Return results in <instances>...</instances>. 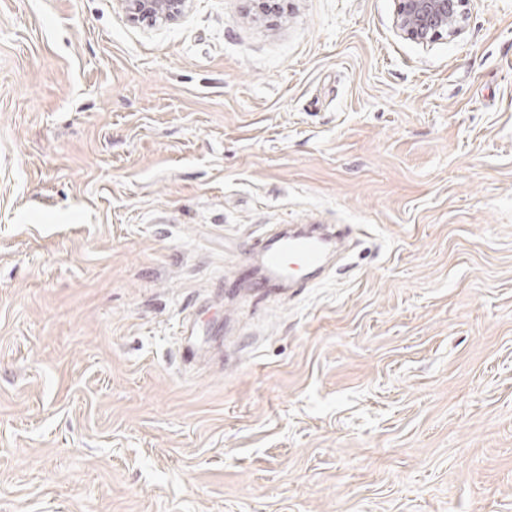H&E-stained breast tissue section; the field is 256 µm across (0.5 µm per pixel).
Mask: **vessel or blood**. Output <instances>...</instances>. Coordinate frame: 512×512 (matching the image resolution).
Wrapping results in <instances>:
<instances>
[{
	"label": "vessel or blood",
	"mask_w": 512,
	"mask_h": 512,
	"mask_svg": "<svg viewBox=\"0 0 512 512\" xmlns=\"http://www.w3.org/2000/svg\"><path fill=\"white\" fill-rule=\"evenodd\" d=\"M338 237V232L332 230L323 234L277 230L253 251L254 264L245 273L255 276L256 291L270 293L271 289L287 286L296 271L321 270Z\"/></svg>",
	"instance_id": "b4317fda"
}]
</instances>
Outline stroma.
Listing matches in <instances>:
<instances>
[{"instance_id": "1", "label": "stroma", "mask_w": 512, "mask_h": 512, "mask_svg": "<svg viewBox=\"0 0 512 512\" xmlns=\"http://www.w3.org/2000/svg\"><path fill=\"white\" fill-rule=\"evenodd\" d=\"M279 6L0 0V512H512V0ZM129 19L134 22L171 21L185 11L189 0H120ZM468 0H396L394 26L398 33L424 45L444 34L458 33L457 22ZM341 238L340 233L332 230L313 234L280 228L264 238L259 248L253 251L256 266H247L242 276L249 277L259 271L260 277L253 288L256 292L269 294L271 289L288 285L295 267L310 274L321 270L328 253L336 246V239Z\"/></svg>"}]
</instances>
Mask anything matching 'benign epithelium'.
Masks as SVG:
<instances>
[{"label": "benign epithelium", "mask_w": 512, "mask_h": 512, "mask_svg": "<svg viewBox=\"0 0 512 512\" xmlns=\"http://www.w3.org/2000/svg\"><path fill=\"white\" fill-rule=\"evenodd\" d=\"M134 22L171 21L189 0H120ZM394 26L398 33L422 45L458 33L457 22L467 0H396Z\"/></svg>", "instance_id": "benign-epithelium-1"}]
</instances>
